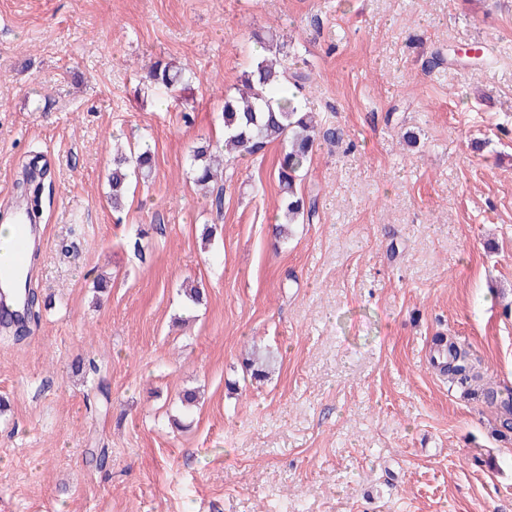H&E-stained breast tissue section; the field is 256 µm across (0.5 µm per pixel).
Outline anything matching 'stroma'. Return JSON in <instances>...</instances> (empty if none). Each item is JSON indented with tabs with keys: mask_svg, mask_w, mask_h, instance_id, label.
Listing matches in <instances>:
<instances>
[{
	"mask_svg": "<svg viewBox=\"0 0 512 512\" xmlns=\"http://www.w3.org/2000/svg\"><path fill=\"white\" fill-rule=\"evenodd\" d=\"M271 28L338 132L280 241L277 144L218 201L190 169ZM118 140L154 166L116 213ZM34 157L43 307L0 342V512H512V438L429 362L454 336L512 387V0H0V210ZM147 77L155 86L164 88L167 92H174L182 89L185 69L172 63L162 65L160 62H155L149 69Z\"/></svg>",
	"mask_w": 512,
	"mask_h": 512,
	"instance_id": "35a3bbf8",
	"label": "stroma"
}]
</instances>
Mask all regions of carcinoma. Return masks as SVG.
I'll list each match as a JSON object with an SVG mask.
<instances>
[{"instance_id": "carcinoma-1", "label": "carcinoma", "mask_w": 512, "mask_h": 512, "mask_svg": "<svg viewBox=\"0 0 512 512\" xmlns=\"http://www.w3.org/2000/svg\"><path fill=\"white\" fill-rule=\"evenodd\" d=\"M258 43L263 54L255 57L249 69L243 72L238 95L224 99L221 119L226 157L214 154L216 148L205 142L194 147L191 167L195 182L212 193L236 158L254 155L270 142H280L277 179L285 194L284 223L275 228V235L280 238L286 226L313 219L314 206L298 192L297 182L312 158L316 140L334 141L336 131L324 130L318 124L308 97L301 94L303 75L288 74V62L296 53L287 48V43L275 31H268L266 38H258ZM148 78L152 84L174 92L184 84L185 69L157 62L149 69ZM290 78L294 80L293 90L288 87ZM152 167L153 155L147 147L132 145L127 151L118 150L113 154L109 176L113 210L119 212L124 208L132 178L149 177ZM23 293L25 316L14 319L16 330L11 336L14 342L26 337L28 321L38 317L36 308L40 303L36 293L29 287L23 288ZM432 362L448 376V381L464 388L466 394L472 393L474 386L482 385L484 398L497 409L496 434L504 437L512 433V390L498 391L484 383L483 374L477 370L467 347L438 339Z\"/></svg>"}]
</instances>
